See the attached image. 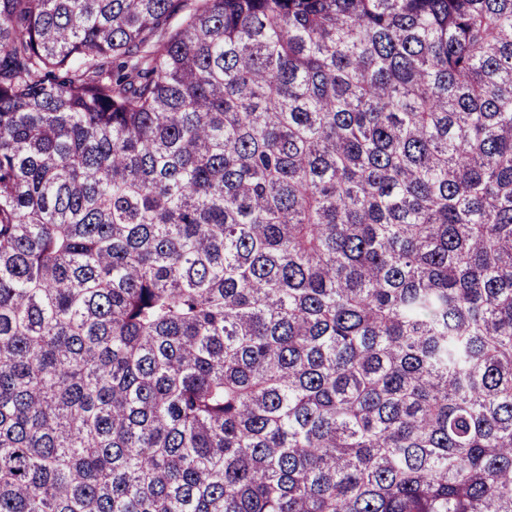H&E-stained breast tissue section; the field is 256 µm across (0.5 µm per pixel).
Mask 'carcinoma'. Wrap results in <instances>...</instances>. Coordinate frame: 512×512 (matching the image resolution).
<instances>
[{
  "label": "carcinoma",
  "mask_w": 512,
  "mask_h": 512,
  "mask_svg": "<svg viewBox=\"0 0 512 512\" xmlns=\"http://www.w3.org/2000/svg\"><path fill=\"white\" fill-rule=\"evenodd\" d=\"M0 512H512V0H0Z\"/></svg>",
  "instance_id": "1"
}]
</instances>
